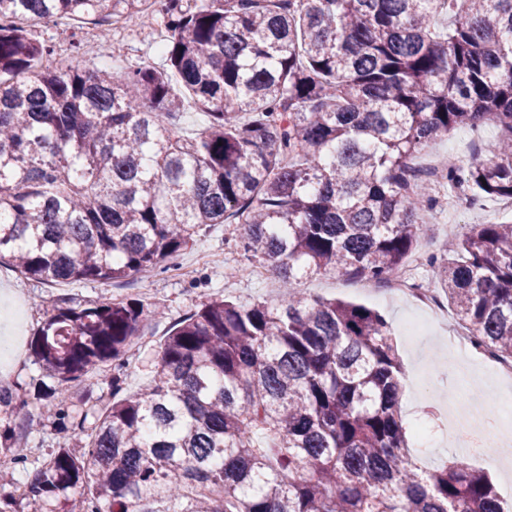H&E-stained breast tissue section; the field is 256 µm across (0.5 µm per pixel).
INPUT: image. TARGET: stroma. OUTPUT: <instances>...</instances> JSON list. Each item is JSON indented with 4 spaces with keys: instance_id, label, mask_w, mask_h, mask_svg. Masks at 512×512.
I'll return each instance as SVG.
<instances>
[{
    "instance_id": "1",
    "label": "stroma",
    "mask_w": 512,
    "mask_h": 512,
    "mask_svg": "<svg viewBox=\"0 0 512 512\" xmlns=\"http://www.w3.org/2000/svg\"><path fill=\"white\" fill-rule=\"evenodd\" d=\"M88 25L64 19L45 21L31 28L39 39L52 42L64 65H71L72 41H85ZM162 28L156 21L127 26L98 38L99 54L84 53L87 67L105 68L113 77L129 69L162 66L157 51ZM500 132L493 124L460 127L438 139L436 153H455L463 161L476 157L485 143L498 144ZM512 221V210L501 199L480 198L473 208H451L445 202L426 216L428 228L405 268L425 287L436 285L431 255L442 253L448 240L468 233L474 225ZM241 225L212 224L194 242L168 261L167 270H154L125 283L70 281L48 284L15 272L10 264L0 265V381L18 394L12 421L23 425L24 442L32 457L44 458L63 447L57 430L60 419L77 415L82 399L106 404L112 398V365L101 364L88 379L59 385L62 401L40 405L33 400V385L42 370L36 362L33 335L53 304L82 306L103 298L141 301L145 310L159 309L162 320L146 319L144 333L127 354L124 387L135 392L148 381L157 361L158 347L171 328L201 309L212 298L225 296L239 303L275 302L282 287L275 274L255 276L238 246ZM302 292L326 299H341L378 310L390 322L402 363L404 395L401 415L412 427L411 450L426 449L424 465L440 468L458 460L490 475L505 512H512V416L502 407L512 402V389L500 386L480 360L459 348L442 330L429 326L424 314L413 305L367 291L364 285L327 273L300 282ZM500 416L498 428L487 434L486 456H476L457 447L458 428L478 427L487 413Z\"/></svg>"
}]
</instances>
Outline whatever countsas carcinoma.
<instances>
[{
    "mask_svg": "<svg viewBox=\"0 0 512 512\" xmlns=\"http://www.w3.org/2000/svg\"><path fill=\"white\" fill-rule=\"evenodd\" d=\"M152 7L166 65L50 64L29 27L137 23ZM195 139L170 125L184 96ZM493 122L494 160L448 172L512 200V0H0V261L45 282L135 278L208 224L279 277L274 304L222 296L177 323L150 381L124 393L137 301L53 307L31 347L44 376L112 362V402L37 463L34 512H504L463 464L411 466L401 365L384 316L295 285L336 272L383 285L438 202L411 162ZM438 283L477 348L512 360V222L477 224ZM93 418L87 427V418ZM14 464L20 435L0 433ZM210 117L193 102L185 103V107L176 114L173 128L184 138H193L201 134L209 125Z\"/></svg>",
    "mask_w": 512,
    "mask_h": 512,
    "instance_id": "carcinoma-1",
    "label": "carcinoma"
}]
</instances>
